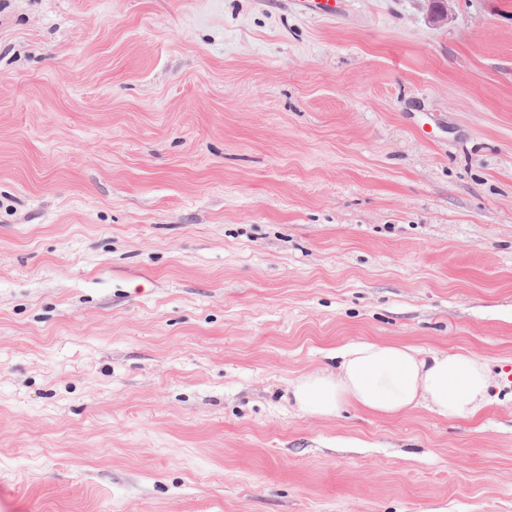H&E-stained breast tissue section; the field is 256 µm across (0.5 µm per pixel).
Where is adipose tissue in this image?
I'll use <instances>...</instances> for the list:
<instances>
[{"instance_id":"ef3b65f1","label":"adipose tissue","mask_w":512,"mask_h":512,"mask_svg":"<svg viewBox=\"0 0 512 512\" xmlns=\"http://www.w3.org/2000/svg\"><path fill=\"white\" fill-rule=\"evenodd\" d=\"M340 356L338 372L314 373L294 384V400L305 414L331 417L350 405L393 417L421 406L447 419L468 418L490 402L492 370L473 355H425L409 344L360 341Z\"/></svg>"}]
</instances>
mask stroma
<instances>
[{
    "label": "stroma",
    "instance_id": "1",
    "mask_svg": "<svg viewBox=\"0 0 512 512\" xmlns=\"http://www.w3.org/2000/svg\"><path fill=\"white\" fill-rule=\"evenodd\" d=\"M0 0V512H512V0ZM369 340L476 417H314ZM339 371L299 380L292 394L299 409L316 417L343 405L393 417L421 406L444 418L475 417L490 402L492 370L460 352L425 355L412 345L360 341L344 347Z\"/></svg>",
    "mask_w": 512,
    "mask_h": 512
}]
</instances>
